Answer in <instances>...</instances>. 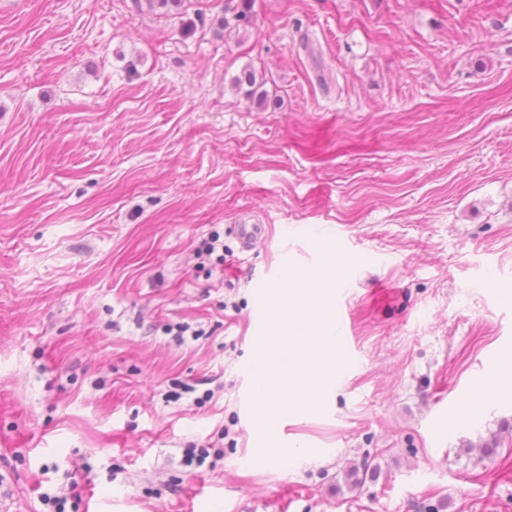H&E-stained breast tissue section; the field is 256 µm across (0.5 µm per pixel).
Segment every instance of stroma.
I'll return each mask as SVG.
<instances>
[{"label": "stroma", "mask_w": 512, "mask_h": 512, "mask_svg": "<svg viewBox=\"0 0 512 512\" xmlns=\"http://www.w3.org/2000/svg\"><path fill=\"white\" fill-rule=\"evenodd\" d=\"M225 3L0 0V512H512V0ZM333 262L342 371L272 466L265 292ZM248 1L240 0V3L234 7H230L229 4L224 7V31L229 30L231 33L234 30H238L239 32L241 27H247L251 24ZM228 12H231L230 18L226 16ZM233 229L243 251L252 250L265 234L263 224H236Z\"/></svg>", "instance_id": "stroma-1"}]
</instances>
